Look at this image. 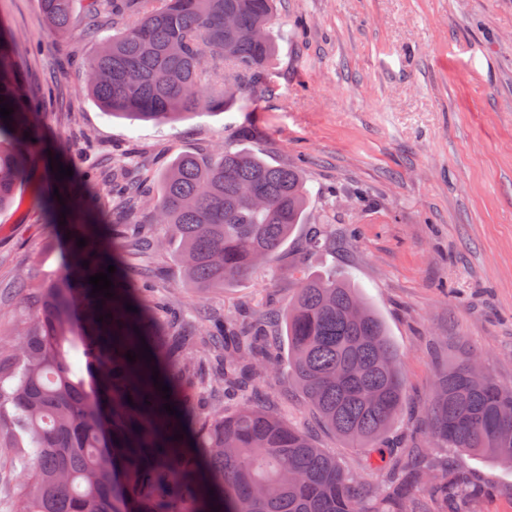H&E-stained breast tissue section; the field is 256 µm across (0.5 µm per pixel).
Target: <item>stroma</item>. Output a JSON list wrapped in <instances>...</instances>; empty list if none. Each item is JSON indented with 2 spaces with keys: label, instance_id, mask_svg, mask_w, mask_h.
<instances>
[{
  "label": "stroma",
  "instance_id": "stroma-1",
  "mask_svg": "<svg viewBox=\"0 0 512 512\" xmlns=\"http://www.w3.org/2000/svg\"><path fill=\"white\" fill-rule=\"evenodd\" d=\"M85 0H74L65 36L47 26L39 0H0L28 97L50 95L45 151L0 211V330L31 307L15 274L58 277L59 221L81 222L82 191L57 199L54 173L119 161L157 179L184 153L240 146L298 168L309 191L307 221L322 225L332 254L311 252L296 232L271 267L228 288L182 287L171 250L151 261L158 295L192 316L205 305L283 308L294 267H336L378 312L401 354L406 406L389 437L425 445L424 469L470 473L488 495L462 498L458 512H512V469L427 446L425 405L448 359L473 355L512 386V0H279L276 72L224 112L199 110L173 124L115 117L86 93L73 58L88 57ZM273 409L336 457L358 482L387 494L391 466L370 465L327 428L287 375H258Z\"/></svg>",
  "mask_w": 512,
  "mask_h": 512
}]
</instances>
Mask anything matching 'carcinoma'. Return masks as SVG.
<instances>
[{
	"mask_svg": "<svg viewBox=\"0 0 512 512\" xmlns=\"http://www.w3.org/2000/svg\"><path fill=\"white\" fill-rule=\"evenodd\" d=\"M88 2L89 32L119 27L80 65L87 93L114 115L166 123L200 108L223 111L274 69L276 0H157L152 9L144 0ZM72 4L40 0L54 33L69 30ZM2 104L13 112L7 123L0 118V210L42 147L40 103L23 100L3 39ZM99 177L84 175L89 210L145 200L165 237L132 218L127 234L107 243L86 224L78 234L86 245L74 239L63 252L69 276L42 283L16 276L35 310L34 326L0 343V447L14 450L23 471L19 512H429L426 500L457 512L450 494L464 493L468 478L451 467L426 484L423 498L414 496L417 448L397 460L403 480L390 494L397 503L381 511L371 488L281 418L246 402L224 414L225 397L245 395L263 362L292 375L321 421L351 447L382 463L391 456L386 437L404 403L401 354L378 313L336 270L296 271V293L283 312L267 321H219L201 348L175 316L160 342L165 303L141 306L138 289L117 270L113 297L92 294L88 277L166 242L176 246L186 288L222 290L265 268L305 222L308 193L296 169L226 147L177 156L156 190L129 181L119 166L105 198L96 191ZM306 242L312 250L331 246L315 224ZM467 361L439 376L426 405L428 437L512 468V387L470 377ZM155 367L170 387L168 400L153 383ZM181 425L183 445L173 436Z\"/></svg>",
	"mask_w": 512,
	"mask_h": 512,
	"instance_id": "carcinoma-1",
	"label": "carcinoma"
}]
</instances>
